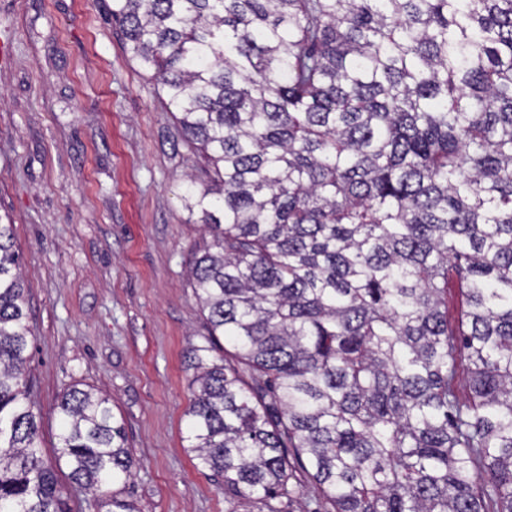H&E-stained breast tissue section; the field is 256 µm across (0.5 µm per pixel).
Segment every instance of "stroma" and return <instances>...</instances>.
<instances>
[{"label": "stroma", "instance_id": "stroma-1", "mask_svg": "<svg viewBox=\"0 0 512 512\" xmlns=\"http://www.w3.org/2000/svg\"><path fill=\"white\" fill-rule=\"evenodd\" d=\"M162 96L101 0H0V212L28 288L41 446L52 459L58 398L80 383L125 421L138 512H258L185 447V354L207 334L189 267L205 237Z\"/></svg>", "mask_w": 512, "mask_h": 512}]
</instances>
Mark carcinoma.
I'll return each mask as SVG.
<instances>
[{
    "label": "carcinoma",
    "mask_w": 512,
    "mask_h": 512,
    "mask_svg": "<svg viewBox=\"0 0 512 512\" xmlns=\"http://www.w3.org/2000/svg\"><path fill=\"white\" fill-rule=\"evenodd\" d=\"M103 3L203 161L183 197L209 235L190 268L199 464L267 512L296 461L333 512H512V0ZM12 227L0 512H74L39 443ZM56 409L87 507L136 512L108 491L136 468L109 398L75 384Z\"/></svg>",
    "instance_id": "carcinoma-1"
}]
</instances>
